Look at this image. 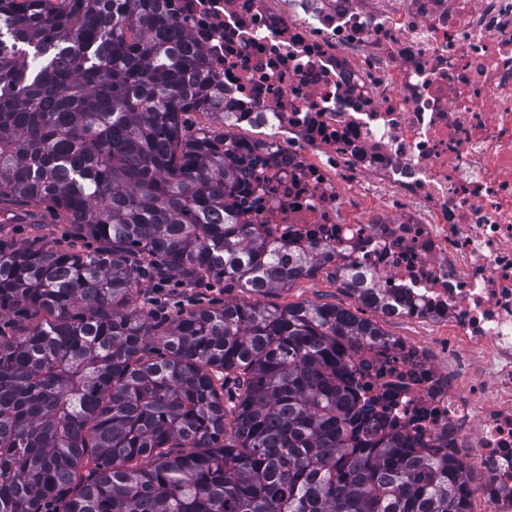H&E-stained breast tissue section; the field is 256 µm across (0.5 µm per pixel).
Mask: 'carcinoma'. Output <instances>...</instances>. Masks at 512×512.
Instances as JSON below:
<instances>
[{"mask_svg": "<svg viewBox=\"0 0 512 512\" xmlns=\"http://www.w3.org/2000/svg\"><path fill=\"white\" fill-rule=\"evenodd\" d=\"M168 2L0 0V203L101 243L0 237V317L37 319L0 328V512H471L462 462L358 431L348 357L377 323L132 307L157 275L263 295L324 265L226 205L221 94Z\"/></svg>", "mask_w": 512, "mask_h": 512, "instance_id": "1", "label": "carcinoma"}]
</instances>
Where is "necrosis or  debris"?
<instances>
[{"label": "necrosis or debris", "mask_w": 512, "mask_h": 512, "mask_svg": "<svg viewBox=\"0 0 512 512\" xmlns=\"http://www.w3.org/2000/svg\"><path fill=\"white\" fill-rule=\"evenodd\" d=\"M224 91L240 223L340 255L385 320L354 347L396 425L512 512V0H172Z\"/></svg>", "instance_id": "necrosis-or-debris-1"}]
</instances>
